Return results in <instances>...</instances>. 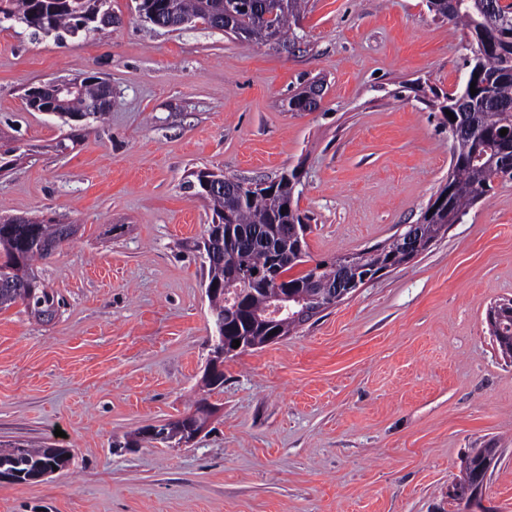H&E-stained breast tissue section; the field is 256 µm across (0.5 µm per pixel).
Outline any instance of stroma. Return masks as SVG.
Returning <instances> with one entry per match:
<instances>
[{
    "label": "stroma",
    "mask_w": 512,
    "mask_h": 512,
    "mask_svg": "<svg viewBox=\"0 0 512 512\" xmlns=\"http://www.w3.org/2000/svg\"><path fill=\"white\" fill-rule=\"evenodd\" d=\"M118 24L56 41L0 23V222L77 224L36 268L47 323L0 311V446H63L69 467L0 483V512H454L474 448H496L484 506L512 512V362L487 311L512 298V180L426 251L201 383L215 326L192 249L212 222L198 172L296 171L311 262L384 242L448 182L434 96L468 77L466 29L426 0H307L279 42L201 23ZM94 74L104 118L28 109L27 88ZM322 82L319 109L290 97ZM214 407L187 445L146 425Z\"/></svg>",
    "instance_id": "obj_1"
}]
</instances>
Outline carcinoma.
Returning a JSON list of instances; mask_svg holds the SVG:
<instances>
[{
	"instance_id": "obj_1",
	"label": "carcinoma",
	"mask_w": 512,
	"mask_h": 512,
	"mask_svg": "<svg viewBox=\"0 0 512 512\" xmlns=\"http://www.w3.org/2000/svg\"><path fill=\"white\" fill-rule=\"evenodd\" d=\"M110 0H0V18L19 20L45 33H55L62 40L89 28L87 21L100 12ZM497 18H486L484 0H427L429 11L436 16L459 22L471 36V56L467 60L468 78L464 86L437 104L453 114L468 113L476 125L473 137L453 138L450 181L440 193H448V204L442 208L427 206L422 212L421 250L448 231V216L464 215L468 206L485 198L493 189L497 175L492 172L500 155V130H512V3L496 0ZM304 0H140L139 12L145 16L157 13L168 26H178L184 18L202 21L210 26L220 24L243 33L245 41H272L287 35L291 22L298 20ZM478 93L471 94L470 86ZM106 83L97 76L81 80L79 90L67 101L65 115L84 117L90 108L96 114L105 111ZM212 173L197 175L196 195L207 200L214 214L206 234L194 242L193 249L202 261L206 287L220 291L208 294L214 322H222L231 336L252 337L251 346L268 344L267 331L255 317L271 313L276 292L301 295L308 291L313 277L328 287L336 281V264L318 263L303 275L288 276L294 267L305 263V240L290 241L281 236V226L302 223L294 207L296 171H283L270 180L266 188L252 187L248 179H235L227 190L210 184ZM78 224H41L17 219L0 224V309L15 303L24 305L32 318L41 321L53 317L61 308L58 294L47 288L33 267V261L53 254L79 232ZM241 230L244 238L233 236L238 247L224 249L226 230ZM279 247L283 281L278 286L257 282L241 286V274L266 267L269 248ZM363 265L383 268L408 261V256L395 240L383 247L362 251ZM244 293L242 309L232 298ZM66 448L21 449L9 457V466L28 474L57 465V457Z\"/></svg>"
}]
</instances>
